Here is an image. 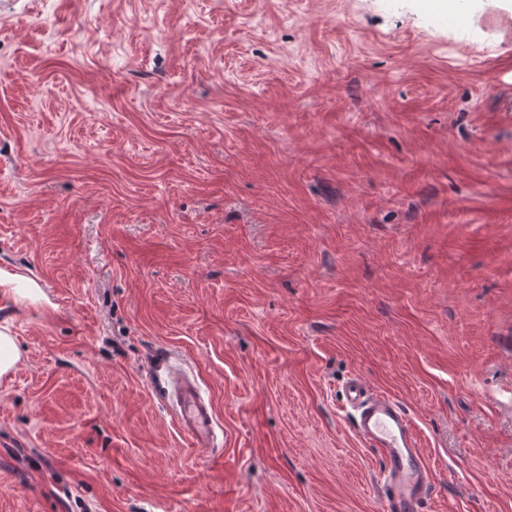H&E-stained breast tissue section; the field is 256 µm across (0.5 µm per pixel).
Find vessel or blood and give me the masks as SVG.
<instances>
[{"label": "vessel or blood", "mask_w": 512, "mask_h": 512, "mask_svg": "<svg viewBox=\"0 0 512 512\" xmlns=\"http://www.w3.org/2000/svg\"><path fill=\"white\" fill-rule=\"evenodd\" d=\"M150 370L166 378L162 398L180 434L199 453H210L216 440V416L196 380L174 366L164 351L153 355ZM344 402L353 415L357 437L382 455L383 512H421L432 489L433 471L413 421L394 398L372 389L358 376L346 381Z\"/></svg>", "instance_id": "1"}]
</instances>
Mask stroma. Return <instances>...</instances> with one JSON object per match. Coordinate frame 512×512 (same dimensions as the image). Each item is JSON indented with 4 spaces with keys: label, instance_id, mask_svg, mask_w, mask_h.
Masks as SVG:
<instances>
[{
    "label": "stroma",
    "instance_id": "35a3bbf8",
    "mask_svg": "<svg viewBox=\"0 0 512 512\" xmlns=\"http://www.w3.org/2000/svg\"><path fill=\"white\" fill-rule=\"evenodd\" d=\"M507 2L0 0V512H379L355 375L512 512ZM14 285H23L25 288H14ZM0 287H9L16 294L31 299L43 296L41 288L21 273H8L0 270ZM21 355L14 336L6 327L0 328V376H6L17 368ZM150 370L156 377L166 376L165 385L161 387L162 398L172 410L180 434L191 448L209 457L216 440V416L196 380L174 366L166 351L153 355Z\"/></svg>",
    "mask_w": 512,
    "mask_h": 512
}]
</instances>
